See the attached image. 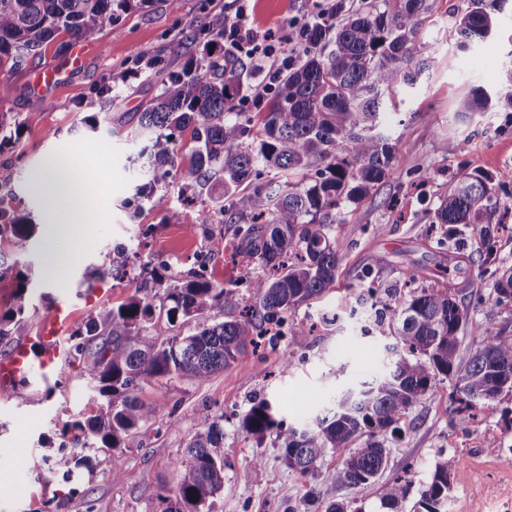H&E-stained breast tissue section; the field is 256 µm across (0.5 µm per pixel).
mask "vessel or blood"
I'll list each match as a JSON object with an SVG mask.
<instances>
[{
    "label": "vessel or blood",
    "instance_id": "vessel-or-blood-1",
    "mask_svg": "<svg viewBox=\"0 0 512 512\" xmlns=\"http://www.w3.org/2000/svg\"><path fill=\"white\" fill-rule=\"evenodd\" d=\"M78 57V52L74 51L67 59L54 66L38 70L33 81L34 89L41 91L62 80ZM71 325L72 313L69 306L56 304L48 320L38 328L36 336L17 346L7 358L0 360V387L9 388L20 378L27 376L32 351H39L42 368H55L66 363L70 357L67 335Z\"/></svg>",
    "mask_w": 512,
    "mask_h": 512
}]
</instances>
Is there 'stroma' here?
Wrapping results in <instances>:
<instances>
[{
	"label": "stroma",
	"mask_w": 512,
	"mask_h": 512,
	"mask_svg": "<svg viewBox=\"0 0 512 512\" xmlns=\"http://www.w3.org/2000/svg\"><path fill=\"white\" fill-rule=\"evenodd\" d=\"M338 2L348 15L368 10L372 0H251L245 26L258 38H273L276 52L260 59L258 70H244L243 82L263 80L294 58L302 47L303 25L321 14L336 22ZM427 5L418 38L423 55L434 56L435 63L416 86L398 85L387 97L392 174L377 190L347 204L340 221L330 226L340 257L336 289L295 311V320L317 324L301 348H293L286 337L265 341L243 364L206 381L183 377L141 384L139 400L163 402V411L128 433L116 472L84 470L69 483L48 471L42 446L71 444L63 422L97 414L99 400L81 361L70 360L47 375L33 368L10 398L0 399V512H162L159 496L179 483L175 461L204 408L224 419V489L216 512H324L326 501L334 499L365 512H386L381 499L388 486L407 475L414 489H421L435 462L449 455L460 459L450 480V505L458 512H512V393L473 402L472 419L464 425L457 381L444 379L435 394L411 407L395 431L386 433L390 453L383 472L356 487L336 484L346 450L327 455L303 476L283 464L274 435L258 444L237 423L238 415L262 398L275 401L287 421L306 420L347 389L387 371L397 338L366 295L370 283L400 296L415 288H448L464 302L471 291L490 292L494 266L466 252L453 261L455 272L447 273L452 261L436 244L432 210L458 168L492 176L491 202L508 216L506 225L494 231L497 258L512 265V106L504 99L512 91V6L499 13L485 41L463 51L452 14L465 9L467 0H427ZM207 9L234 13L232 0H183L177 13L155 0L150 8L123 14L115 26L86 43L82 62L64 81L43 92L34 91V74L70 54L76 42L68 33H59L35 60L0 68V113H14L21 124L16 143L0 147V196L14 194L38 212L41 223L25 244L0 238V252L9 262L32 273L24 293L15 276L0 279V315L15 307L17 295L25 297L24 320L0 339V357L35 335L56 304H68L78 326L89 312L119 306L134 294L137 279L110 274L119 248L138 251L143 263H168L175 272L188 270L198 254L210 253L208 279L246 292L254 264L235 254L234 225L216 222L205 233L197 227L207 199L180 206V219L173 223L137 194L145 176L136 159L141 144L130 134L160 82L155 73H138L135 57L157 54L162 67L180 69L195 52L187 41L188 25L201 20ZM107 77L116 89L102 101L95 90ZM477 87L493 101L485 113L465 112ZM90 112H107L111 119L93 132L84 123ZM464 140L469 148L463 152L458 145ZM53 157L85 171L90 196L88 242L63 243L65 261L55 271L45 257L43 225L49 215L33 186ZM149 224L155 232L148 245H139V230ZM380 224L384 233L374 234ZM213 236L224 241L216 253L210 250ZM413 272L418 279L412 283L408 276ZM489 329L512 336V307L490 300L470 307L458 345L459 367H467ZM258 456L264 466H254Z\"/></svg>",
	"instance_id": "1"
}]
</instances>
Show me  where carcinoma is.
<instances>
[{
  "label": "carcinoma",
  "instance_id": "obj_1",
  "mask_svg": "<svg viewBox=\"0 0 512 512\" xmlns=\"http://www.w3.org/2000/svg\"><path fill=\"white\" fill-rule=\"evenodd\" d=\"M154 0H0V61L22 64L34 59L62 31L90 41L117 24L129 10ZM426 0H373L368 11L336 25L316 17L304 26L298 58L288 61L273 88L244 84V62L235 45L224 42L223 12H207L191 40L203 38L199 55L162 79L158 94L139 113L133 137L144 142L138 157L147 158L149 181L141 190L153 209L170 221L179 211L165 182L175 171L184 203L207 195L213 211L200 215L199 227L215 215L236 224V250L260 271L251 280L253 303L234 288L220 287L201 270L161 274L150 264L135 266L124 252L112 258L115 276L139 268L144 288L116 308L90 312L73 333L72 357L87 364L90 382L101 401L98 415L64 426L77 448H48L50 472L70 482L86 459L108 474L122 454L124 439L140 423L155 417L163 404H145L140 384L158 378L207 380L243 363L257 339L282 335L288 326L293 344L302 345L306 323L288 314L336 289L339 258L327 228L336 210L352 203L389 177L393 145L384 130L385 94L398 84L413 86L425 68L418 61L419 16ZM498 22L484 0H469L454 19L459 47L486 39ZM222 53H210L211 46ZM265 103L252 117L240 111L247 100ZM491 101L482 88L472 91L464 108L484 112ZM195 146L189 161L176 162L175 146L186 129ZM20 123L0 113V147L14 140ZM492 177L459 168L448 192L439 196L432 223L448 250L471 246L485 264L496 263L491 233L494 211L488 208ZM37 222L27 209L0 198V238L10 234L29 241ZM17 308L0 317V338L25 310L28 276L17 272ZM372 305L390 318L401 350L381 377L351 389L305 425L277 418L267 399L241 415L240 427L256 441L271 432L290 469L306 475L329 453L351 449L336 472V484L369 483L384 468L389 449L382 435L423 397L435 393L445 377L458 378L469 401L494 400L512 392V336L489 329L483 345L464 372L456 359L459 334L468 307L448 288H422L401 298L381 286L369 287ZM490 296L512 306V267L495 271ZM459 459L435 462L430 480L413 512H442L450 476ZM181 480L160 496L163 512H213L214 497L224 488V422L208 409L198 413L188 446L176 460ZM410 480L387 487L382 507L394 510L407 498Z\"/></svg>",
  "mask_w": 512,
  "mask_h": 512
}]
</instances>
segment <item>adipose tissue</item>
Wrapping results in <instances>:
<instances>
[{"label":"adipose tissue","instance_id":"obj_1","mask_svg":"<svg viewBox=\"0 0 512 512\" xmlns=\"http://www.w3.org/2000/svg\"><path fill=\"white\" fill-rule=\"evenodd\" d=\"M81 184L79 174L59 177L55 165H46L41 173L38 185L44 189L52 201V224L49 226L50 240L69 237L76 243H84L85 237L81 217L83 211L77 204L78 188Z\"/></svg>","mask_w":512,"mask_h":512}]
</instances>
